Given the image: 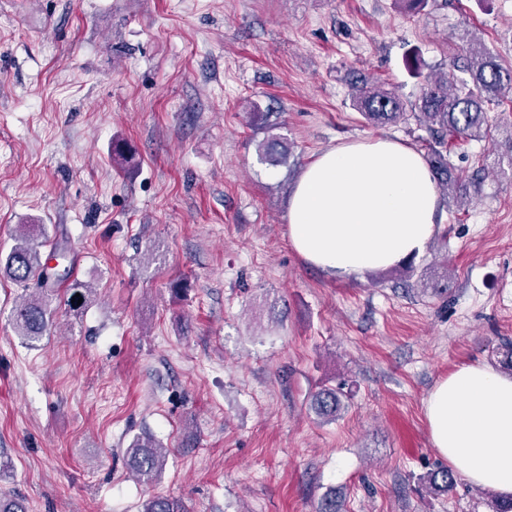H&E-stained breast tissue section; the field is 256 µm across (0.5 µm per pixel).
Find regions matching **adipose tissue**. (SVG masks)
<instances>
[{"instance_id": "ef3b65f1", "label": "adipose tissue", "mask_w": 512, "mask_h": 512, "mask_svg": "<svg viewBox=\"0 0 512 512\" xmlns=\"http://www.w3.org/2000/svg\"><path fill=\"white\" fill-rule=\"evenodd\" d=\"M440 195L420 152L391 138L345 143L302 170L288 236L310 265L344 281L422 253ZM433 448L468 482L512 497V377L479 364L440 380L424 401Z\"/></svg>"}]
</instances>
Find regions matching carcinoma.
<instances>
[{
	"instance_id": "1",
	"label": "carcinoma",
	"mask_w": 512,
	"mask_h": 512,
	"mask_svg": "<svg viewBox=\"0 0 512 512\" xmlns=\"http://www.w3.org/2000/svg\"><path fill=\"white\" fill-rule=\"evenodd\" d=\"M463 76H458V73ZM512 102V67L504 66L498 57L481 48H470L466 62H452L448 69L427 77L418 96L406 111L405 102L392 90L368 81L351 88L354 109L376 124H392L413 117L429 134L426 140L427 158L434 177L446 194L458 184L448 161V141L473 140L491 136L487 108ZM260 161L278 166L288 158V145L276 137L263 140L257 146ZM39 224H23L16 244L8 253L4 275L21 285L35 281L39 294L26 297L13 314L12 325L17 336L36 347L50 334L54 323L51 296L57 282L51 280L49 267L42 260V244L37 236ZM68 311L77 312L78 298L88 301L91 288L73 281L67 288ZM343 393L336 388L321 387L311 396L310 409L320 419L333 420L341 409ZM129 471L149 486L161 479L167 461V449L153 435L138 436L125 449ZM432 490L448 493L454 487V477L447 470H437L427 476ZM142 512H187L182 499L161 494L149 496Z\"/></svg>"
}]
</instances>
